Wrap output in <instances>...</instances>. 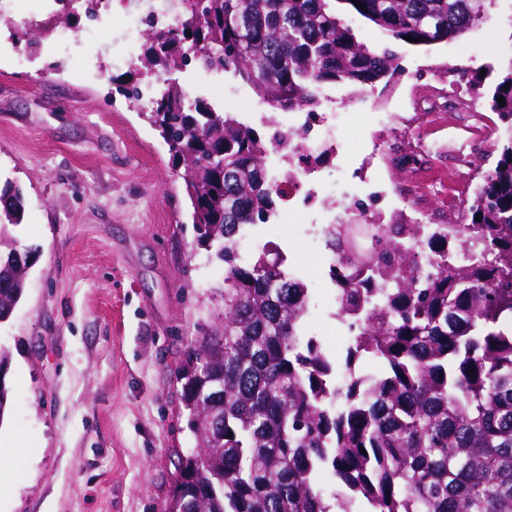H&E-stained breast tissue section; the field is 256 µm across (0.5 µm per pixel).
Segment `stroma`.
I'll return each instance as SVG.
<instances>
[{
    "mask_svg": "<svg viewBox=\"0 0 512 512\" xmlns=\"http://www.w3.org/2000/svg\"><path fill=\"white\" fill-rule=\"evenodd\" d=\"M342 18L370 48L395 51L401 71L362 92L337 85L340 157L323 159V175L339 189L381 184L376 209L390 222L429 208L469 223L465 199L448 202V176L477 186L505 143L490 103L512 61V0H488L465 33L422 46L357 14ZM31 27L17 17L0 27V187L23 189L12 233L36 251L25 296L0 323L12 395L0 434L17 438L0 447V471L16 484L0 512H168L178 457L195 446L176 375L190 342L224 311V266L195 246L167 145L138 104L113 93L145 77L125 59V13L112 11L80 44L86 69L61 63L50 37L29 43ZM201 74H179L188 95L250 120L257 96L248 84L236 102L221 92L233 77L202 86ZM381 112L394 122L378 123ZM391 137L442 138L468 162L443 159L428 187L411 159L386 162ZM318 217L315 205L284 213L253 236L304 258L305 332L341 356L349 333L334 315L329 264L307 233Z\"/></svg>",
    "mask_w": 512,
    "mask_h": 512,
    "instance_id": "35a3bbf8",
    "label": "stroma"
}]
</instances>
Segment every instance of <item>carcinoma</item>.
<instances>
[{"mask_svg": "<svg viewBox=\"0 0 512 512\" xmlns=\"http://www.w3.org/2000/svg\"><path fill=\"white\" fill-rule=\"evenodd\" d=\"M360 5H355V2ZM186 20L146 33L140 69L189 64L250 84L275 109L315 112L325 83L360 90L400 70L394 51L360 41L340 16L358 14L392 39L457 37L485 0H180ZM506 105H499L497 98ZM492 107L512 124V64ZM168 146L192 207L197 245L224 263V319L199 337L179 373L197 453L179 459L172 512H512V137L482 177L468 224L419 228L333 225L325 246L343 312L378 293L339 360L304 334L308 288L287 257L235 246L266 224L281 192L269 138L190 99L174 80L142 108ZM24 197L0 190V322L24 295L30 266L11 234ZM481 220L476 221V214ZM431 271L416 274L418 257ZM366 357L378 370L336 379ZM341 491L325 497L319 477Z\"/></svg>", "mask_w": 512, "mask_h": 512, "instance_id": "obj_1", "label": "carcinoma"}]
</instances>
